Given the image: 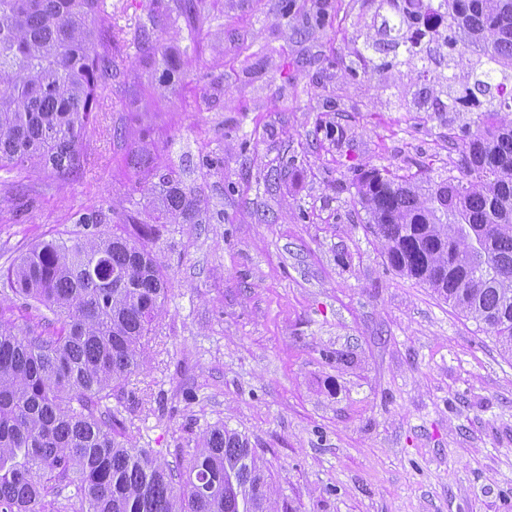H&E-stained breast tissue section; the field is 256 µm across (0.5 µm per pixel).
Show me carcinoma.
<instances>
[{
  "label": "carcinoma",
  "instance_id": "obj_1",
  "mask_svg": "<svg viewBox=\"0 0 512 512\" xmlns=\"http://www.w3.org/2000/svg\"><path fill=\"white\" fill-rule=\"evenodd\" d=\"M445 28L420 43L402 0H378L364 49L404 48L405 65L449 49L452 74L430 75L406 106L459 112L456 83L481 108L459 175L424 184L373 169L355 184L386 242L389 264L432 288L512 353V0H437ZM123 30L104 0H0V169L29 164L59 178L85 165L92 113L120 73ZM158 181H153V178ZM153 224L108 223L34 244L6 274L8 290L47 309L41 331L0 315V512H269L267 478L248 440L215 425L186 479L149 448H132L107 401L142 365L167 298V275L146 241L158 224L194 219L198 191L148 171Z\"/></svg>",
  "mask_w": 512,
  "mask_h": 512
}]
</instances>
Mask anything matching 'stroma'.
Wrapping results in <instances>:
<instances>
[{
    "label": "stroma",
    "mask_w": 512,
    "mask_h": 512,
    "mask_svg": "<svg viewBox=\"0 0 512 512\" xmlns=\"http://www.w3.org/2000/svg\"><path fill=\"white\" fill-rule=\"evenodd\" d=\"M121 74L61 180L0 169V273L103 210L152 222L132 140L200 192L148 245L170 292L108 402L185 469L214 424L248 437L272 512H512V355L400 275L355 185L457 173L471 112H408L417 69L347 68L371 0H105Z\"/></svg>",
    "instance_id": "obj_1"
}]
</instances>
